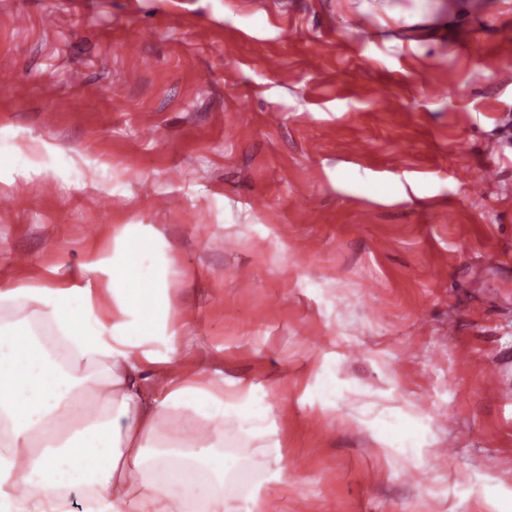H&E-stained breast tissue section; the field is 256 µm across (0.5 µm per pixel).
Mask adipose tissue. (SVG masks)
<instances>
[{
    "instance_id": "ef3b65f1",
    "label": "adipose tissue",
    "mask_w": 512,
    "mask_h": 512,
    "mask_svg": "<svg viewBox=\"0 0 512 512\" xmlns=\"http://www.w3.org/2000/svg\"><path fill=\"white\" fill-rule=\"evenodd\" d=\"M82 269L42 288L0 284V512H238L241 497L265 512L261 488L281 473L259 471L250 446L264 395L218 369L172 370L197 342L172 308L158 238L113 225L111 254ZM179 410L198 427L161 433Z\"/></svg>"
}]
</instances>
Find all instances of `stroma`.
I'll return each mask as SVG.
<instances>
[{
  "mask_svg": "<svg viewBox=\"0 0 512 512\" xmlns=\"http://www.w3.org/2000/svg\"><path fill=\"white\" fill-rule=\"evenodd\" d=\"M80 3L0 0V282L78 275L113 225H149L204 365L266 394L270 512H492L485 485L512 488V369L483 383L512 355V271L484 263L512 258V0ZM391 412L419 453L382 444Z\"/></svg>",
  "mask_w": 512,
  "mask_h": 512,
  "instance_id": "1",
  "label": "stroma"
}]
</instances>
